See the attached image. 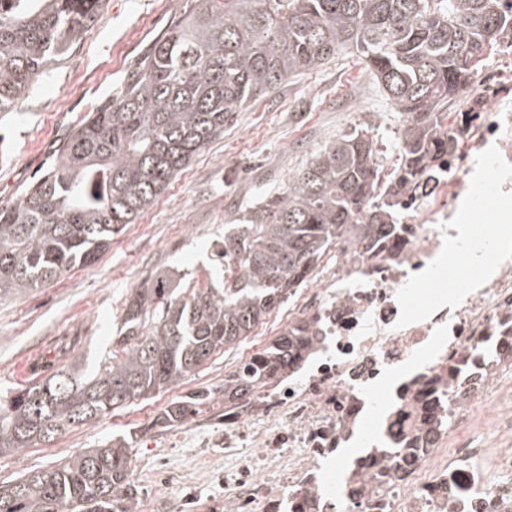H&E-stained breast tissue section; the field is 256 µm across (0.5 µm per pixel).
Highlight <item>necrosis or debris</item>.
Returning a JSON list of instances; mask_svg holds the SVG:
<instances>
[{
  "label": "necrosis or debris",
  "instance_id": "obj_1",
  "mask_svg": "<svg viewBox=\"0 0 512 512\" xmlns=\"http://www.w3.org/2000/svg\"><path fill=\"white\" fill-rule=\"evenodd\" d=\"M439 122L451 146L395 205L390 252L342 245L274 320H315L311 354L202 438L224 451L205 512H512V251L497 224L448 282L485 191L512 222V32Z\"/></svg>",
  "mask_w": 512,
  "mask_h": 512
}]
</instances>
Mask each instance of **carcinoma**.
I'll use <instances>...</instances> for the list:
<instances>
[{
    "label": "carcinoma",
    "instance_id": "carcinoma-1",
    "mask_svg": "<svg viewBox=\"0 0 512 512\" xmlns=\"http://www.w3.org/2000/svg\"><path fill=\"white\" fill-rule=\"evenodd\" d=\"M106 0H0V112L10 111L77 42ZM124 86L72 131L61 157L0 208V299L96 261L209 142L230 114L288 78L355 51L403 113L402 158L380 177L373 139L353 129L319 150L288 189L224 232L208 287L164 274L129 297L114 349L0 393V454L120 411L177 385L240 344L307 284L332 249L359 242L381 255L394 234L392 199L448 152L437 114L470 82L512 13L501 0H195ZM313 322L288 327L264 368L224 378V400L265 386L305 351ZM203 393L170 403L158 423H183ZM131 442L115 437L51 469L0 486V512H133Z\"/></svg>",
    "mask_w": 512,
    "mask_h": 512
}]
</instances>
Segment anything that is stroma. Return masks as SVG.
I'll list each match as a JSON object with an SVG mask.
<instances>
[{
    "instance_id": "stroma-1",
    "label": "stroma",
    "mask_w": 512,
    "mask_h": 512,
    "mask_svg": "<svg viewBox=\"0 0 512 512\" xmlns=\"http://www.w3.org/2000/svg\"><path fill=\"white\" fill-rule=\"evenodd\" d=\"M194 0H107L97 20L51 66L28 96L0 112V207L57 160L91 107L120 90L129 72L191 10ZM403 117L354 51L296 75L234 112L224 135L206 145L136 223L91 264L15 298L0 300V390L27 386L74 357L92 361L112 334L134 288L157 273H182L183 287L204 288L224 227L240 223L267 194L286 191L312 155L355 127L368 128L383 175L401 162ZM243 348L214 355L177 386L80 425L22 455H0V485L52 467L115 437L132 440L131 478L143 499L165 460L178 476L199 451L190 436L224 424V366ZM208 393L189 425L156 420L173 400Z\"/></svg>"
}]
</instances>
